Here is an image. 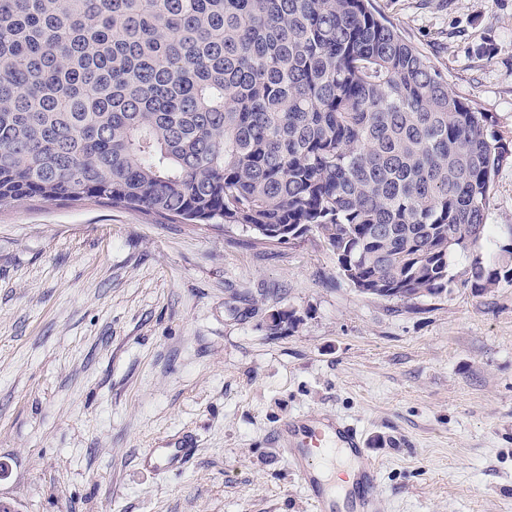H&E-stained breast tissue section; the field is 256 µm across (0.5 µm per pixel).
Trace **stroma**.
I'll list each match as a JSON object with an SVG mask.
<instances>
[{
	"mask_svg": "<svg viewBox=\"0 0 512 512\" xmlns=\"http://www.w3.org/2000/svg\"><path fill=\"white\" fill-rule=\"evenodd\" d=\"M512 145V0H373ZM488 254L512 243V160ZM298 327L271 333V316ZM356 424L383 512H512V285L358 292L324 241L94 201L0 209V499L20 512H312L271 439ZM192 436L180 469L143 462Z\"/></svg>",
	"mask_w": 512,
	"mask_h": 512,
	"instance_id": "stroma-1",
	"label": "stroma"
}]
</instances>
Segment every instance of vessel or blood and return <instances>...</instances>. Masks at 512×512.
Here are the masks:
<instances>
[{"instance_id":"vessel-or-blood-1","label":"vessel or blood","mask_w":512,"mask_h":512,"mask_svg":"<svg viewBox=\"0 0 512 512\" xmlns=\"http://www.w3.org/2000/svg\"><path fill=\"white\" fill-rule=\"evenodd\" d=\"M276 440L301 476L312 512H379V466L368 455L357 427L322 415L292 418L280 426ZM193 451L191 439L184 437L174 447L148 449L146 461L150 469L166 471L184 463ZM326 453L346 460L351 468L346 485L337 492L330 491L319 468L318 458Z\"/></svg>"}]
</instances>
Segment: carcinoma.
<instances>
[{"mask_svg":"<svg viewBox=\"0 0 512 512\" xmlns=\"http://www.w3.org/2000/svg\"><path fill=\"white\" fill-rule=\"evenodd\" d=\"M372 0H0V208L94 200L324 239L370 296L512 284V149ZM486 224H489L492 234L483 252L510 260V255L501 251V247L512 243V160L503 164L496 173L486 210ZM505 249H512V244Z\"/></svg>","mask_w":512,"mask_h":512,"instance_id":"obj_1","label":"carcinoma"}]
</instances>
